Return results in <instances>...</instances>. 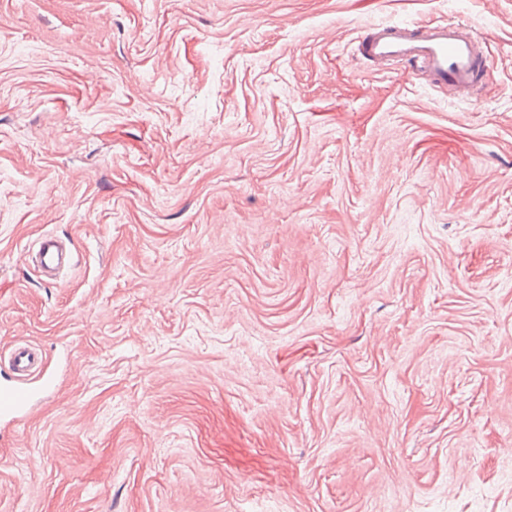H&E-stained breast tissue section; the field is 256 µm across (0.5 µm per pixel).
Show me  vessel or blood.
I'll list each match as a JSON object with an SVG mask.
<instances>
[{"mask_svg": "<svg viewBox=\"0 0 512 512\" xmlns=\"http://www.w3.org/2000/svg\"><path fill=\"white\" fill-rule=\"evenodd\" d=\"M375 63L400 64L425 74L430 82L461 97H468L491 76L477 34L462 24L397 22L373 25L360 48ZM36 257L43 273L56 275L63 260V246L54 236H42ZM10 361L20 384L0 385V417L16 415L30 404L34 390L30 377L40 366L36 352L26 346L12 350Z\"/></svg>", "mask_w": 512, "mask_h": 512, "instance_id": "vessel-or-blood-1", "label": "vessel or blood"}]
</instances>
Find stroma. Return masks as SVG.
<instances>
[{"mask_svg":"<svg viewBox=\"0 0 512 512\" xmlns=\"http://www.w3.org/2000/svg\"><path fill=\"white\" fill-rule=\"evenodd\" d=\"M389 21L490 80L378 70ZM24 344L0 512H512V0H0L1 385ZM359 52L368 61L402 64L463 98L491 76L477 34L467 25L397 22L372 25ZM38 244L36 257L42 272L50 276L56 275L60 271L64 255L61 242L52 235H43ZM10 362L21 378L19 385H0V417L16 415L30 404L35 390L29 386L30 376L40 366L36 352L27 346H18L10 353Z\"/></svg>","mask_w":512,"mask_h":512,"instance_id":"obj_1","label":"stroma"}]
</instances>
